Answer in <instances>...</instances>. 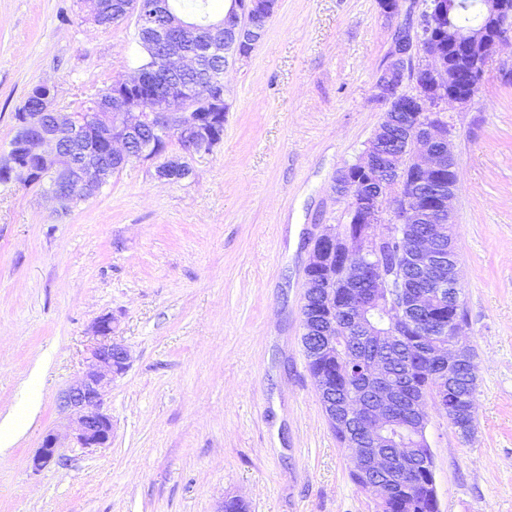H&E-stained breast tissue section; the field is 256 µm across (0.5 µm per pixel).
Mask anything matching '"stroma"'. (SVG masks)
Here are the masks:
<instances>
[{
    "label": "stroma",
    "instance_id": "1",
    "mask_svg": "<svg viewBox=\"0 0 512 512\" xmlns=\"http://www.w3.org/2000/svg\"><path fill=\"white\" fill-rule=\"evenodd\" d=\"M421 0H279L248 58L224 72V138L191 178L155 162L73 204L0 183V512H376L351 478L301 342L305 268L333 190L381 117L374 76ZM128 24L85 0H0V158L40 83L73 111L82 88L135 69ZM459 292L474 350L476 426L427 406L439 512H512V31L473 100L449 104ZM112 317L129 355L108 387L107 448L75 447L61 397L92 327ZM42 386L30 376L40 363ZM56 460L34 469L46 433ZM156 175L160 179L179 183L193 175V170L186 161L168 159L156 166Z\"/></svg>",
    "mask_w": 512,
    "mask_h": 512
}]
</instances>
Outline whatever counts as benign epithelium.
Returning <instances> with one entry per match:
<instances>
[{"label":"benign epithelium","mask_w":512,"mask_h":512,"mask_svg":"<svg viewBox=\"0 0 512 512\" xmlns=\"http://www.w3.org/2000/svg\"><path fill=\"white\" fill-rule=\"evenodd\" d=\"M486 10L479 26L457 34L448 28V49H462L468 57L475 81L483 80L486 64L506 40L505 29L512 26V0H484ZM456 0H425L420 23L413 29L399 30L387 61L376 72L372 100L382 110L381 121L366 143L358 160L337 171L335 192L346 202L349 224L340 232L332 225L316 237L306 270V288L313 279L338 281L348 289L350 317L342 325H329L319 337L321 351L333 353L345 349L346 336L357 333L364 339L397 335L403 326L417 329L422 336H452L450 342L432 352L447 367L472 361L464 324L448 328L437 307L443 296L456 294L457 279L445 273L443 251H454L453 242L443 247L445 225L454 223L453 201L457 174L453 135L445 118V105L452 101L469 102L473 94L454 87L460 72L444 59L435 44L436 33L446 13L453 12ZM278 8V0H231L221 17L188 18L172 6L158 0H128L124 18L139 30L152 32L150 45L158 51L155 63L138 70L127 80L114 83L112 91L93 99L85 117L54 108L56 87L41 84L35 98V111L23 112L9 151L7 180L16 177L28 184L44 181V173L30 164L32 160L53 163V177L46 193L60 202H75L97 195L112 173L129 163L155 160L167 149L162 144L174 133L187 155L208 153L224 133V112L229 105L217 95L210 82L193 85L182 74L203 67L209 53L199 48L200 36L208 32L224 36V51L246 57L253 50L258 33L265 30ZM418 58L417 68L425 77V86L403 90L408 66ZM410 113L409 131L399 149L390 155L385 178L378 176L377 160L385 137L397 113ZM413 170L415 183L406 184V173ZM448 171V180L441 179ZM160 179L179 183L193 175L185 161L168 159L156 166ZM389 224V232L378 236L375 226ZM428 223L419 235L406 240L402 258L412 259L420 269L424 290L398 292L393 278L376 268L374 261L380 246L404 235L409 224ZM390 330L372 320L373 306ZM96 341L82 375L62 396L63 407L72 416L73 440L80 448H106L112 443V419L103 410L105 388L128 368V353L122 342L112 336V318L103 317L93 327ZM357 376L365 387L352 389L336 402L331 383L323 375L314 377L327 416L343 430L345 443L353 447V473L381 480L378 494L390 497L399 484H409L418 466L427 476L431 498L437 499L432 450L424 458L412 461L386 449V434L394 415L397 397L388 380L384 363L367 359ZM57 437L49 433L33 458L40 469L57 454Z\"/></svg>","instance_id":"7a95c632"}]
</instances>
